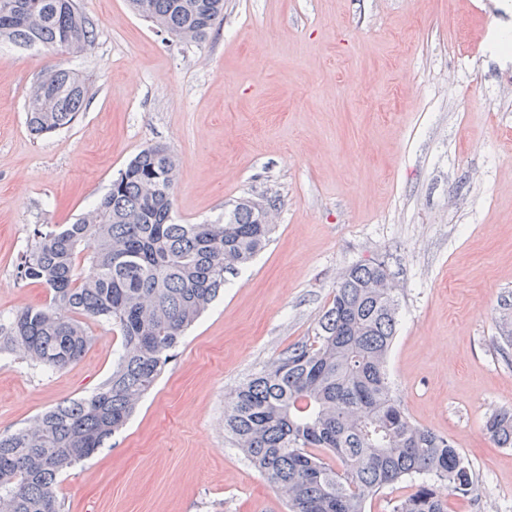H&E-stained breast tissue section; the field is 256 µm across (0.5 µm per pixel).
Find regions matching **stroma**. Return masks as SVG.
Wrapping results in <instances>:
<instances>
[{
    "instance_id": "stroma-1",
    "label": "stroma",
    "mask_w": 512,
    "mask_h": 512,
    "mask_svg": "<svg viewBox=\"0 0 512 512\" xmlns=\"http://www.w3.org/2000/svg\"><path fill=\"white\" fill-rule=\"evenodd\" d=\"M79 6L99 23L90 52L0 44L1 321L49 297L16 275L35 226L73 222L148 146L181 160L178 223L279 204L269 245L225 273L125 430L63 478V512H287L225 433V405L312 340L341 273L375 259L399 299L396 393L479 482L450 512H512V448L484 432L512 409V0H224L199 45L129 0ZM55 64L85 79L88 104L36 138L28 97ZM85 328L61 369L0 356V433L110 375L117 330Z\"/></svg>"
}]
</instances>
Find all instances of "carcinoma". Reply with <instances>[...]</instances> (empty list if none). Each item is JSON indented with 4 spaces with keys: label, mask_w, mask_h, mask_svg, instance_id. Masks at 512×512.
Masks as SVG:
<instances>
[{
    "label": "carcinoma",
    "mask_w": 512,
    "mask_h": 512,
    "mask_svg": "<svg viewBox=\"0 0 512 512\" xmlns=\"http://www.w3.org/2000/svg\"><path fill=\"white\" fill-rule=\"evenodd\" d=\"M160 30L201 44L224 18V0H130ZM97 24L76 0H0V39L20 48L79 54ZM88 88L58 65L36 80L27 122L35 136L70 127ZM179 160L163 144L132 158L100 202L71 224L33 230L20 259L23 282L49 302L0 323V350L47 368L80 359L84 320L110 323L121 346L109 378L87 396L0 434V512H62V475L121 431L163 372L189 327L270 241L277 198L238 202L224 219L178 224L173 188ZM95 276L84 279L80 262ZM70 311L68 317L64 312ZM399 313L384 263H356L339 277L311 341L301 342L239 386L224 425L246 459L287 499L288 512H365L386 487L412 483L391 512H448L473 499L478 481L453 441L414 423L387 373ZM486 434L512 447V410L492 413Z\"/></svg>",
    "instance_id": "carcinoma-1"
}]
</instances>
